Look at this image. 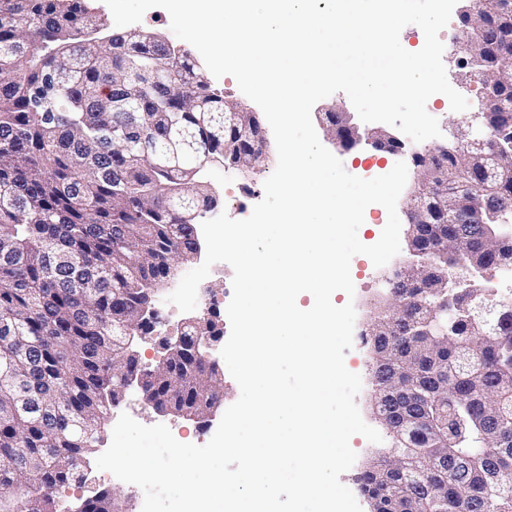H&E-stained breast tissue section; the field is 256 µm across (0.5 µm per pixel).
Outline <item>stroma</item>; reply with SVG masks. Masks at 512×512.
I'll return each mask as SVG.
<instances>
[{
  "label": "stroma",
  "instance_id": "1",
  "mask_svg": "<svg viewBox=\"0 0 512 512\" xmlns=\"http://www.w3.org/2000/svg\"><path fill=\"white\" fill-rule=\"evenodd\" d=\"M461 22L459 17H451L448 25L440 32L439 37L445 47L443 62L447 70L448 80L451 86L466 97L471 111H478L481 98L478 92L477 82H462L458 62L462 57L458 49V37ZM419 145L414 141H406L402 152L391 154L372 148L361 143L352 148L345 149L339 145H331V152L338 157L347 172L352 175L371 179L390 171L391 160L411 162L412 153L418 150ZM407 257L406 252H399L393 259L382 267H375L372 261L364 255L354 256L351 261V278L355 286L354 297H347L345 293H337L335 302L337 305L353 303L356 311L354 331L356 336L353 347L347 351L345 365L347 369L360 376L362 387L356 396V403L361 416L366 424L371 427H379L380 422L370 408L371 393V364L370 354L363 345L360 335L370 321L374 307L384 296L385 280L391 277L395 269L400 268ZM233 269L224 266L221 275H209L198 288V309L213 308L217 312L218 324L222 328H229L230 322L227 316V306L232 298ZM173 288L172 283L160 285L155 292V305L160 312V321L154 332L140 341L138 351L144 365H153L160 357L161 348L159 340L164 336H176L178 329L187 320L185 313L168 303L167 298ZM142 392L138 387L127 389L124 398L112 407L113 416L129 414L137 422L150 426L163 424L170 428L175 438L185 443L203 445L209 442L214 435L215 426L199 427L198 423L172 414H161L152 408L144 407ZM88 479L86 482H72L60 495L61 500L67 501L70 508H78L85 498L95 492L108 489L120 493L121 505L124 512H142L144 493L136 485L119 482L111 479L109 472L98 470L96 465H88Z\"/></svg>",
  "mask_w": 512,
  "mask_h": 512
}]
</instances>
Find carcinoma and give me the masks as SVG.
Returning <instances> with one entry per match:
<instances>
[{"instance_id": "obj_1", "label": "carcinoma", "mask_w": 512, "mask_h": 512, "mask_svg": "<svg viewBox=\"0 0 512 512\" xmlns=\"http://www.w3.org/2000/svg\"><path fill=\"white\" fill-rule=\"evenodd\" d=\"M482 18L512 31V0H484ZM106 26L87 0H0V512H56V493L76 479L102 438L121 388L117 372L140 362L150 289L200 248L203 174L262 165L260 122L206 80L187 49L132 29ZM481 98L493 111L485 136L512 124V91L500 64L471 38ZM432 216L407 274L422 263L494 303L502 334L476 311L437 312V288L401 311L387 304L362 338L373 346L371 399L394 385L430 399L394 450L370 461L361 490L377 509L396 498L406 512H512V298L499 299L482 273L512 266V231L485 238L479 194L512 200V157L443 155ZM407 320L409 334L390 335ZM217 332L215 315L187 324L185 346L166 348L149 382L152 402L202 417L222 388L217 371L191 353L194 337ZM440 359L431 376L428 355ZM495 481L487 482V474ZM83 512H121L100 490Z\"/></svg>"}]
</instances>
